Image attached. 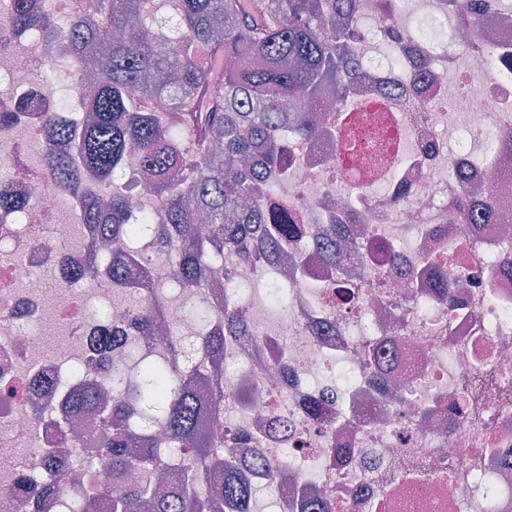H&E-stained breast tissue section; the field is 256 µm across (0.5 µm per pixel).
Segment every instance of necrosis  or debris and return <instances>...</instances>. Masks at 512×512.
<instances>
[{
	"label": "necrosis or debris",
	"instance_id": "1",
	"mask_svg": "<svg viewBox=\"0 0 512 512\" xmlns=\"http://www.w3.org/2000/svg\"><path fill=\"white\" fill-rule=\"evenodd\" d=\"M442 39L402 41L397 62L368 55L386 30L410 26L401 10L365 0L377 27L359 26L365 92L353 110L327 112L340 128L388 108L383 137L395 156L384 186L362 178L378 160L342 152L335 140L316 145L281 138L292 163L288 208L301 224L281 265L264 255L225 252L229 276L194 288L240 309L254 331L221 365L195 346L197 327L181 308L155 297L170 265L144 253L147 275L137 296L152 306L156 336H139L145 352L180 346L182 364L199 368L201 398L214 376L232 389L225 399L224 453H262L274 477L257 475L267 493L263 512H290L298 492L319 493L327 512H512V9L475 0V11L449 14ZM431 60L427 78L414 60ZM59 72L68 100L37 76ZM0 112L25 114L0 128L9 169L0 177V447L24 448L33 469L60 453L63 496L86 499L112 472L75 466L89 429L74 438L57 418L70 390L111 388L112 362L99 358L101 332L129 334L128 305L104 280L77 281V270L104 256L98 229L59 217L39 162L45 148L40 116L84 117L94 93L59 29L37 40L0 33ZM455 126L460 144L449 149ZM493 196L488 223L451 224L456 175ZM26 198L28 211L13 202ZM347 227L340 257L319 255L331 224ZM447 277L453 301L435 297ZM59 340L46 348L44 328ZM319 401L320 416L307 415Z\"/></svg>",
	"mask_w": 512,
	"mask_h": 512
}]
</instances>
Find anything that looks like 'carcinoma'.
Listing matches in <instances>:
<instances>
[{
	"mask_svg": "<svg viewBox=\"0 0 512 512\" xmlns=\"http://www.w3.org/2000/svg\"><path fill=\"white\" fill-rule=\"evenodd\" d=\"M150 0H75L61 34L76 57L95 45L107 68L89 102L83 127L53 112L42 114L48 187L77 201L86 224L102 227L103 238L122 241L112 264L97 262L78 278L102 277L112 287L131 290L144 272L142 245L172 248L177 276L169 280L177 296L210 274L224 275V250L243 255H278L288 224L269 222L263 200L283 194L288 163L272 132L312 141L324 133L310 108L332 86L346 104L359 92L354 31L364 0H176L179 28L156 34ZM4 24L12 31L37 32L55 24L52 13L36 12L30 0H11ZM170 104L165 118L150 111L148 99ZM136 146L151 175L147 189L166 193L169 206L160 221L149 214L131 217L117 183L106 188L108 203L84 190L88 177L111 179ZM199 325L197 347L220 368L224 347L247 335L248 322L236 308L201 301L186 309ZM101 354L122 355L123 393L68 398L62 420L98 413L105 436L90 456L112 469V486L100 494L102 512H252L256 470L271 474L257 456L249 463L224 460L218 415L230 387L217 378L212 409L205 419L197 407L192 375L177 379L173 358L138 354L130 343L99 340ZM162 429L171 448L190 457L173 463L171 486L160 494L152 479L161 450L135 429L136 419ZM32 494L60 490L28 473Z\"/></svg>",
	"mask_w": 512,
	"mask_h": 512,
	"instance_id": "obj_1",
	"label": "carcinoma"
}]
</instances>
